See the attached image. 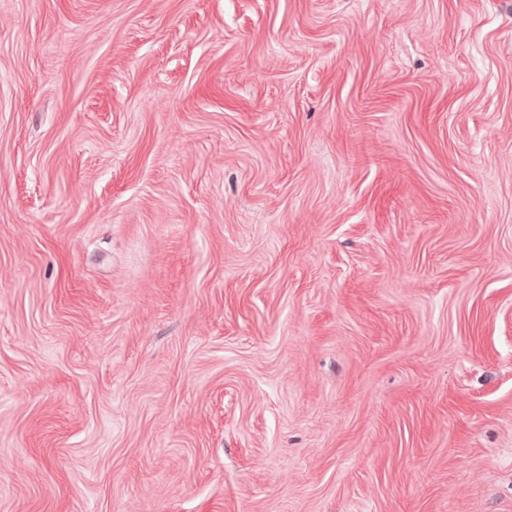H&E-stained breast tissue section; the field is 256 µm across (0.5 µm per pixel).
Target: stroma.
I'll return each mask as SVG.
<instances>
[{
  "label": "stroma",
  "instance_id": "35a3bbf8",
  "mask_svg": "<svg viewBox=\"0 0 512 512\" xmlns=\"http://www.w3.org/2000/svg\"><path fill=\"white\" fill-rule=\"evenodd\" d=\"M0 512H512V0H0Z\"/></svg>",
  "mask_w": 512,
  "mask_h": 512
}]
</instances>
